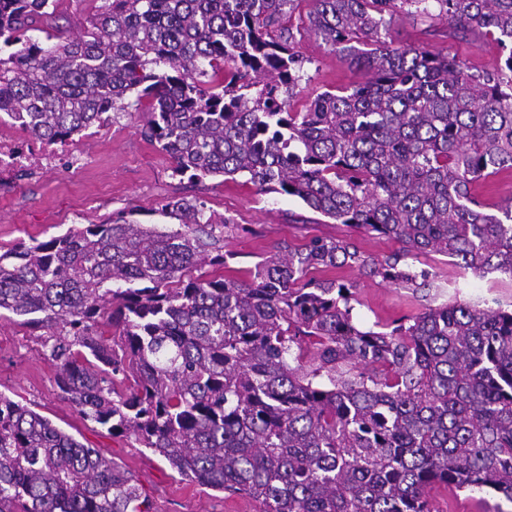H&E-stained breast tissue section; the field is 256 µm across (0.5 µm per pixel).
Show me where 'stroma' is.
Returning a JSON list of instances; mask_svg holds the SVG:
<instances>
[{"instance_id":"35a3bbf8","label":"stroma","mask_w":512,"mask_h":512,"mask_svg":"<svg viewBox=\"0 0 512 512\" xmlns=\"http://www.w3.org/2000/svg\"><path fill=\"white\" fill-rule=\"evenodd\" d=\"M395 45L422 46L457 57L471 72H491L500 63L501 46L480 33L460 38L446 22L420 21L397 14L390 26ZM305 59L299 91L290 101L299 110L317 94L361 81L362 75L331 45L310 35L299 38ZM145 112H116L109 122L78 134L59 148L60 159L49 168L23 167L0 174V253L19 244L50 240L67 230L99 224L136 209V221L161 224L162 204L173 198L202 201L207 214L232 217L235 226L225 239L222 275L250 281L257 262L281 244L300 248L311 239L353 242L366 256L382 259L401 252L397 240L358 233L334 223L296 198L258 193L242 180L209 177L200 182L174 175L173 161L140 134ZM415 271L437 278L440 289L411 290L355 268L315 271L354 284L353 311L359 328L391 330L405 318L442 302L498 299L512 302V283H495L463 274L440 255L412 260ZM0 393L50 419L79 442L128 469L135 476L152 512H260L259 502L229 495L182 479L168 463L142 448L132 437L115 436L84 421L56 386V371L45 355L41 332L12 314L0 317ZM434 512H512V502L491 490L428 489Z\"/></svg>"}]
</instances>
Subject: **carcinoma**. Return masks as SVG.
I'll return each mask as SVG.
<instances>
[{
    "mask_svg": "<svg viewBox=\"0 0 512 512\" xmlns=\"http://www.w3.org/2000/svg\"><path fill=\"white\" fill-rule=\"evenodd\" d=\"M293 2L103 0L72 33L55 0H0V114L55 143L146 100L141 135L176 175H244L405 257L512 281V202L492 214L472 192L512 169V0H309L304 31L365 80L299 112L287 97L303 60L282 27ZM398 10L481 29L508 54L476 74L395 47ZM41 20L47 45L28 36ZM161 214L179 228L130 211L0 254V312L49 330L57 388L82 419L262 512H427L436 482L512 502V308L443 302L363 330L354 285L311 271L440 284L403 256L322 238L278 248L248 283L203 279L232 220L187 198ZM119 375L134 386L118 390ZM0 512L151 510L131 474L0 393Z\"/></svg>",
    "mask_w": 512,
    "mask_h": 512,
    "instance_id": "cac0c4a2",
    "label": "carcinoma"
}]
</instances>
